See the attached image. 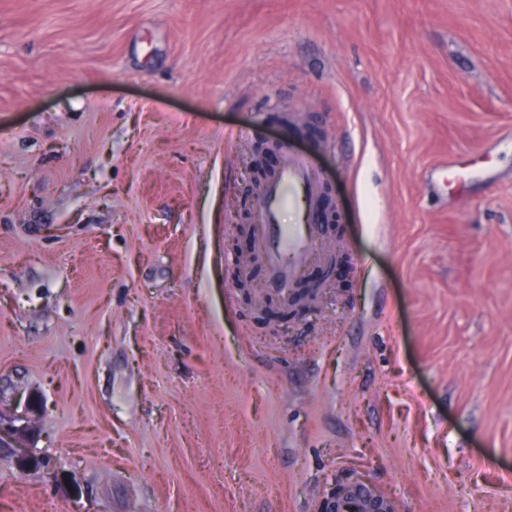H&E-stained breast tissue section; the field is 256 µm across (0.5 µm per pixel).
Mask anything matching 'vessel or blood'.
<instances>
[{"mask_svg":"<svg viewBox=\"0 0 512 512\" xmlns=\"http://www.w3.org/2000/svg\"><path fill=\"white\" fill-rule=\"evenodd\" d=\"M322 184V175L313 160L290 152L276 173L255 192L253 209L261 220L260 252L267 284L280 298H288L297 275L319 247L312 212ZM287 206L297 209V223H281L280 214ZM371 497L367 486L352 485L342 495L340 512H369Z\"/></svg>","mask_w":512,"mask_h":512,"instance_id":"obj_1","label":"vessel or blood"}]
</instances>
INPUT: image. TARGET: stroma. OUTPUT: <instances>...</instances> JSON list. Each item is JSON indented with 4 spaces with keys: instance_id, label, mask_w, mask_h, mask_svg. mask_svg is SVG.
I'll list each match as a JSON object with an SVG mask.
<instances>
[{
    "instance_id": "obj_1",
    "label": "stroma",
    "mask_w": 512,
    "mask_h": 512,
    "mask_svg": "<svg viewBox=\"0 0 512 512\" xmlns=\"http://www.w3.org/2000/svg\"><path fill=\"white\" fill-rule=\"evenodd\" d=\"M270 140L340 216L303 309L236 286ZM28 399L0 512H512V0H0V410ZM32 412L31 405L24 404V411L14 415L7 424L3 423L0 412V449L15 448L12 461L22 470L37 467L40 464L32 448H27L22 442L24 435L33 427ZM16 423L20 424L16 425ZM11 441L16 445L11 444ZM372 497L367 486L354 484L343 492L339 512H370L368 503Z\"/></svg>"
}]
</instances>
